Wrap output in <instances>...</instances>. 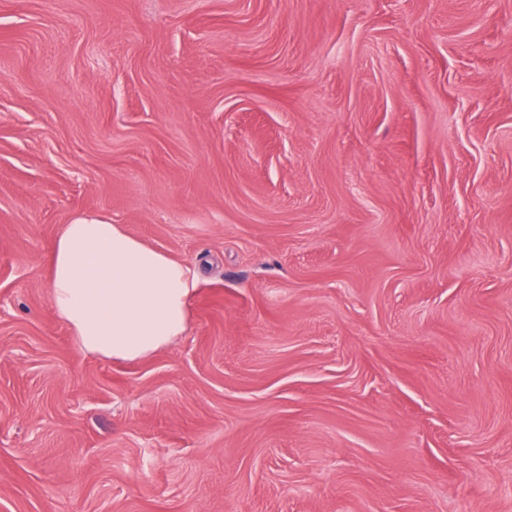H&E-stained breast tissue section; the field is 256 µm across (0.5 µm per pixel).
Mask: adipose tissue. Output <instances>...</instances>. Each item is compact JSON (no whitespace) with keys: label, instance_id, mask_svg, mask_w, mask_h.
I'll list each match as a JSON object with an SVG mask.
<instances>
[{"label":"adipose tissue","instance_id":"1","mask_svg":"<svg viewBox=\"0 0 512 512\" xmlns=\"http://www.w3.org/2000/svg\"><path fill=\"white\" fill-rule=\"evenodd\" d=\"M197 279L190 263L122 225H64L51 253L50 306L90 354L138 360L183 335Z\"/></svg>","mask_w":512,"mask_h":512}]
</instances>
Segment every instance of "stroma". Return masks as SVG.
<instances>
[{
  "label": "stroma",
  "mask_w": 512,
  "mask_h": 512,
  "mask_svg": "<svg viewBox=\"0 0 512 512\" xmlns=\"http://www.w3.org/2000/svg\"><path fill=\"white\" fill-rule=\"evenodd\" d=\"M80 218L184 336L78 347ZM0 512H512V0H0ZM50 306L90 354L138 360L183 335L197 279L190 263L120 224L64 225L51 253Z\"/></svg>",
  "instance_id": "obj_1"
}]
</instances>
